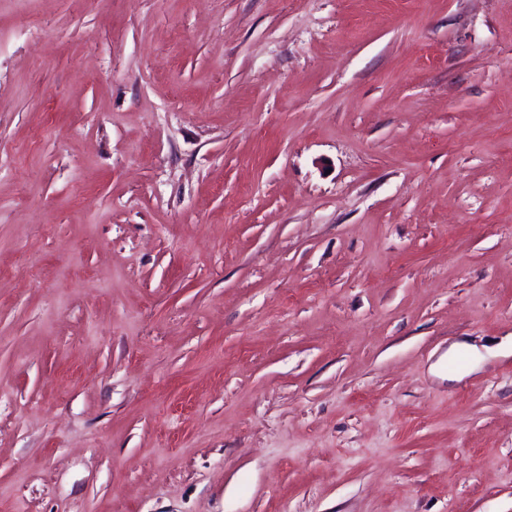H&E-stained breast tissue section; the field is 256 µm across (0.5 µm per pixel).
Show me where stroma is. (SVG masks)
<instances>
[{
	"mask_svg": "<svg viewBox=\"0 0 512 512\" xmlns=\"http://www.w3.org/2000/svg\"><path fill=\"white\" fill-rule=\"evenodd\" d=\"M0 512H512V0H0Z\"/></svg>",
	"mask_w": 512,
	"mask_h": 512,
	"instance_id": "1",
	"label": "stroma"
}]
</instances>
